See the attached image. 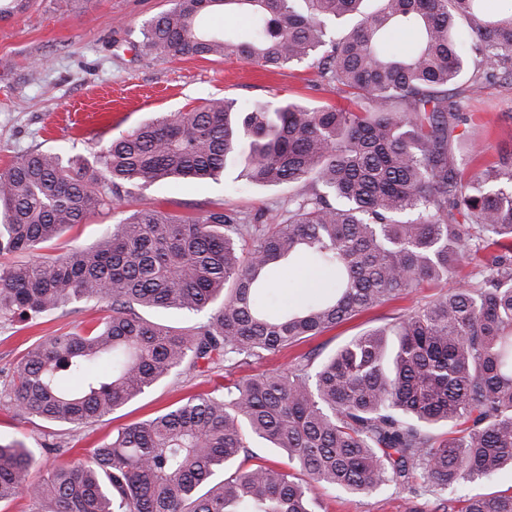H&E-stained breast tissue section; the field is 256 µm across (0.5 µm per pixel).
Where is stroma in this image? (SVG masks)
<instances>
[{"label":"stroma","mask_w":512,"mask_h":512,"mask_svg":"<svg viewBox=\"0 0 512 512\" xmlns=\"http://www.w3.org/2000/svg\"><path fill=\"white\" fill-rule=\"evenodd\" d=\"M167 6L168 0H85L82 12L71 13L65 0H31L23 14L0 20V173L31 151L53 152L66 160L91 159L97 146L158 113L191 108L210 97L310 107L342 104L335 88L326 86L317 68L308 65L268 72L232 55L216 61H162L140 55L134 46L142 38V27ZM469 115L465 147L473 166L512 156V78L500 75L486 83ZM292 194L285 186H256L236 169L204 183L156 184L68 231L60 246L95 245L121 217L146 202L194 217L216 202L244 215L273 214L287 206ZM441 291L438 285L425 286L295 347L232 370L177 371L121 410L81 428L23 415L10 381L26 346L100 317V304L84 300L33 319L5 320L0 322V437L21 440L34 450L40 459L32 472L37 478L55 466L58 450L77 457L116 429L144 421L214 385L284 370L297 354L312 349L328 355L353 336L432 301ZM313 496L316 512H436L433 496L414 499L392 488L366 495L318 488Z\"/></svg>","instance_id":"35a3bbf8"}]
</instances>
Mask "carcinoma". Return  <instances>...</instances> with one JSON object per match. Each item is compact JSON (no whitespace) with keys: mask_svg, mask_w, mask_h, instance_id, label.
<instances>
[{"mask_svg":"<svg viewBox=\"0 0 512 512\" xmlns=\"http://www.w3.org/2000/svg\"><path fill=\"white\" fill-rule=\"evenodd\" d=\"M491 2L169 0L144 25L139 46L159 60L315 66L358 110L208 98L91 162L17 157L0 175V257L26 259L0 263V319L104 307L22 351L11 386L23 414L89 424L182 367L233 369L446 284L464 263L478 272L321 361L311 350L187 397L35 483L33 450L0 438V504L25 492L34 512H313L315 485L417 498L512 466V157L468 173L458 150L470 96L512 61V6ZM26 6L0 0V20ZM219 14L247 34L213 26ZM401 33L405 51L391 48ZM230 164L294 188V207L186 217L143 203L93 246L41 253L135 190L216 179ZM300 263L328 273V290L269 313L271 271ZM170 310L206 319L175 329L144 316ZM255 440L291 471L245 466ZM462 512H512V493L469 497Z\"/></svg>","mask_w":512,"mask_h":512,"instance_id":"obj_1","label":"carcinoma"}]
</instances>
